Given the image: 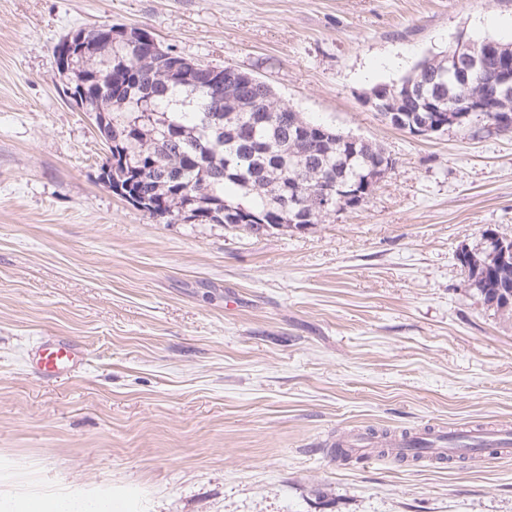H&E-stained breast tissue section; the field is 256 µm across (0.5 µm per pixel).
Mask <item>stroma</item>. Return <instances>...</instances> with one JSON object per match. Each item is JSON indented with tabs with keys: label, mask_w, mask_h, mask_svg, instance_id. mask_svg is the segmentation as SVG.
<instances>
[{
	"label": "stroma",
	"mask_w": 512,
	"mask_h": 512,
	"mask_svg": "<svg viewBox=\"0 0 512 512\" xmlns=\"http://www.w3.org/2000/svg\"><path fill=\"white\" fill-rule=\"evenodd\" d=\"M104 22L258 77L396 161L363 204L259 238L159 224L54 48ZM512 46V0H0V500L122 512H512V452L342 460L351 431H512V320L456 254L512 238V132L414 137L362 102L457 38ZM67 338L71 374L31 350ZM111 499H91L78 496L56 498H30L15 500L5 512H112Z\"/></svg>",
	"instance_id": "obj_1"
}]
</instances>
